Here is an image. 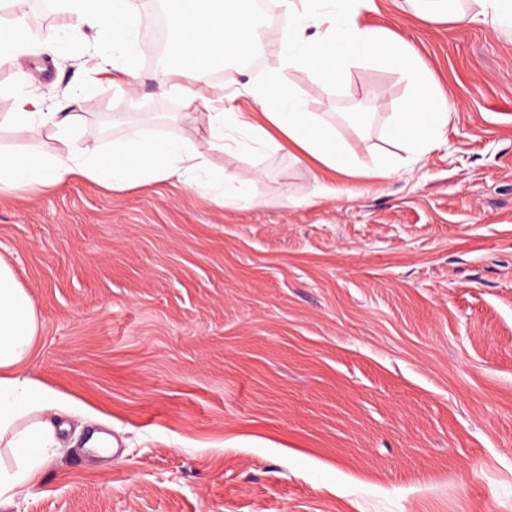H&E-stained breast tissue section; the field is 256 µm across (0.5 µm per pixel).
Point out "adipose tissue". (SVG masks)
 <instances>
[{"label":"adipose tissue","instance_id":"adipose-tissue-1","mask_svg":"<svg viewBox=\"0 0 512 512\" xmlns=\"http://www.w3.org/2000/svg\"><path fill=\"white\" fill-rule=\"evenodd\" d=\"M363 0H281L283 22L275 33L280 63L247 93L266 119L256 124L252 113L217 109L208 113L212 149L250 150L284 138L298 152L299 161L344 174L369 173L398 177L402 168L417 164L445 140L454 102L425 75L412 48L389 30L367 28L358 21ZM429 21L482 22L491 28H512V0H474L473 13L449 11L446 0H427ZM167 23L174 35L171 51L188 71L193 84L183 93L193 101H207L215 66L239 58L254 45L255 0H170ZM76 17L78 31H90L99 51L98 69L116 72L115 59L132 47L138 33L135 0H49ZM379 61L407 79L411 92L399 112L387 122L384 135L404 147L405 158L387 154L361 161L342 129L323 114L309 111L304 98L283 73L303 68L327 82H337L354 63ZM16 110L7 122L22 139L37 140L47 124L57 128L58 149L49 154L0 151V188L17 193L54 190L80 175L122 191L169 178L206 190L224 209L256 207L248 184L213 171L190 139L133 134L113 140L110 150L98 145L96 129L73 137L79 118L49 112L36 95L16 96ZM35 306L17 280L14 269L0 260V506L11 503L37 482L47 449L56 447L51 418L68 402L21 370L37 333Z\"/></svg>","mask_w":512,"mask_h":512}]
</instances>
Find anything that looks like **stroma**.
I'll list each match as a JSON object with an SVG mask.
<instances>
[{
	"label": "stroma",
	"mask_w": 512,
	"mask_h": 512,
	"mask_svg": "<svg viewBox=\"0 0 512 512\" xmlns=\"http://www.w3.org/2000/svg\"><path fill=\"white\" fill-rule=\"evenodd\" d=\"M23 2L60 50L0 66V115L22 85L86 113L106 147L190 135L260 204L175 180L0 195V259L40 319L24 370L72 405L7 512H512V33L429 22L411 0L361 9L456 103L444 143L386 181L288 146L213 150L178 120L198 109L175 90L187 77L160 86L140 45L134 85L94 74L74 17ZM285 77L331 122L369 113L348 137L364 159L409 93L375 61L336 86ZM324 182L342 197L318 198ZM96 432L117 455L87 448Z\"/></svg>",
	"instance_id": "obj_1"
}]
</instances>
